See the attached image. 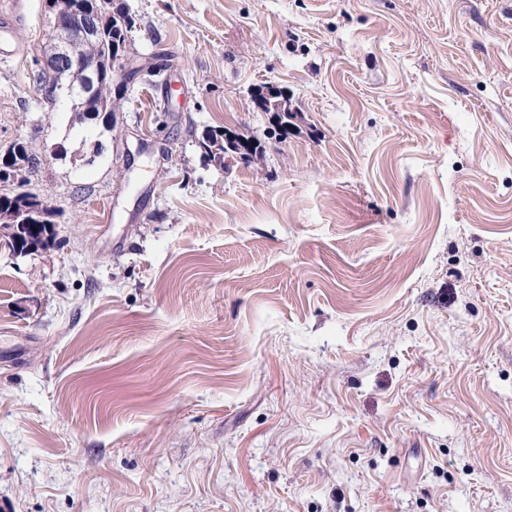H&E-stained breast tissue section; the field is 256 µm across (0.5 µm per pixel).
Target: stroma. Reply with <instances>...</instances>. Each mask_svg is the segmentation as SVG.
Listing matches in <instances>:
<instances>
[{
    "instance_id": "35a3bbf8",
    "label": "stroma",
    "mask_w": 512,
    "mask_h": 512,
    "mask_svg": "<svg viewBox=\"0 0 512 512\" xmlns=\"http://www.w3.org/2000/svg\"><path fill=\"white\" fill-rule=\"evenodd\" d=\"M114 5L163 68L81 124L0 0V512H512V0ZM266 87L262 86L258 88L256 91V94L254 96V101L256 106L262 111V112H276L278 116V124L282 132H288V121L289 118L292 117V113L288 112V110H284L279 108L275 104L276 94L271 90L270 87H267V93L263 92L261 88ZM225 134L224 132L211 131L203 137L201 147L207 154L213 155L214 159L221 160L222 158L224 160V155L226 154H237V143L239 141L249 142L234 135L233 139H228L225 137ZM32 213H35V218L33 221H29L31 224H18L21 220V218H18L15 224L6 223L3 225L10 230L6 237L9 239V248L14 252L25 253L30 250L37 249L35 246H37L42 238L49 233L48 227L51 228L53 226L50 220H48L50 222L49 224H32L41 220L39 217L40 213L38 211L33 210ZM23 226H26V228L22 229ZM31 226H35L36 231H33ZM16 231H21L20 235H18Z\"/></svg>"
}]
</instances>
